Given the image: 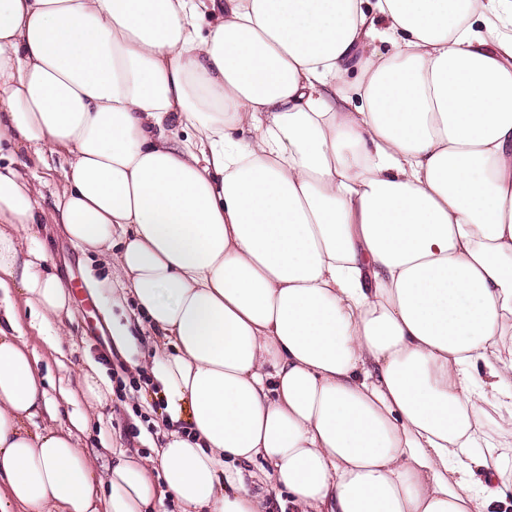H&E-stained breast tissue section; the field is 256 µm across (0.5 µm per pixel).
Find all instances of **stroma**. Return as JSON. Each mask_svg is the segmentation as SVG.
Masks as SVG:
<instances>
[{"label":"stroma","mask_w":512,"mask_h":512,"mask_svg":"<svg viewBox=\"0 0 512 512\" xmlns=\"http://www.w3.org/2000/svg\"><path fill=\"white\" fill-rule=\"evenodd\" d=\"M40 235L51 253V272L65 285L73 286L75 292L71 296L72 317L65 322L55 351L48 348L38 327L32 325L23 302L15 304L25 339L38 358L37 369L40 375L49 377L48 391L55 397L60 389L78 388L80 369L86 360H95L103 367L100 400L82 398L74 404H61L56 424L68 428L73 420H83L81 443L98 468L111 465L112 452L118 448L150 458L169 426L161 415L164 399L159 389L151 384L135 386L137 372L130 364V355L112 337L113 323L130 318L131 305H113L110 293L92 290V282L106 278V269L92 254L74 247L57 225H42Z\"/></svg>","instance_id":"1"}]
</instances>
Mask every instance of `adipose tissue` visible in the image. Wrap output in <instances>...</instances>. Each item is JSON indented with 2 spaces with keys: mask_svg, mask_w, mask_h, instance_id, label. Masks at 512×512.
I'll return each instance as SVG.
<instances>
[{
  "mask_svg": "<svg viewBox=\"0 0 512 512\" xmlns=\"http://www.w3.org/2000/svg\"><path fill=\"white\" fill-rule=\"evenodd\" d=\"M212 18L202 30L204 18ZM0 288L34 225L112 265L170 432L98 474L0 311V512H499L512 455V0H0ZM264 460L274 488L247 480ZM108 494H101V486ZM47 161L50 165V169H47L43 166L32 153H26V152H18L17 158L24 161L28 164V168H33L38 171L39 174L43 177V185L40 186V189L44 195L43 207L48 215L51 211L52 207V193L55 190V187L58 186L61 180L62 176V168L61 163L62 161L58 160V156H49V154L46 155Z\"/></svg>",
  "mask_w": 512,
  "mask_h": 512,
  "instance_id": "1",
  "label": "adipose tissue"
}]
</instances>
